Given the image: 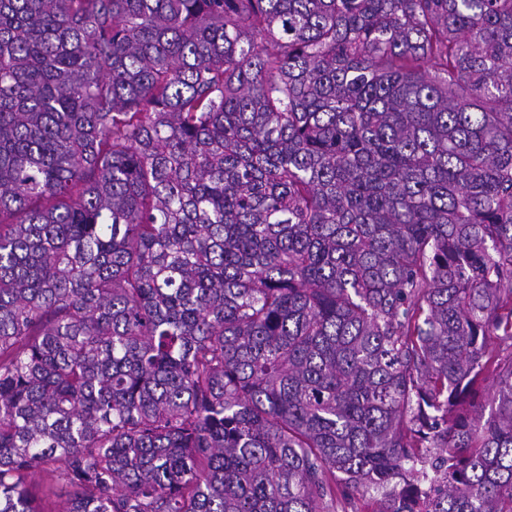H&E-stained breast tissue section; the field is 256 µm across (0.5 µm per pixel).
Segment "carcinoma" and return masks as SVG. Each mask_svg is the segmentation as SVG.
I'll return each instance as SVG.
<instances>
[{"label":"carcinoma","instance_id":"cac0c4a2","mask_svg":"<svg viewBox=\"0 0 512 512\" xmlns=\"http://www.w3.org/2000/svg\"><path fill=\"white\" fill-rule=\"evenodd\" d=\"M507 346L512 0H0V512H512ZM30 482L41 506L46 509L60 510L70 497L71 489L52 482L44 472L33 474L30 477Z\"/></svg>","mask_w":512,"mask_h":512}]
</instances>
